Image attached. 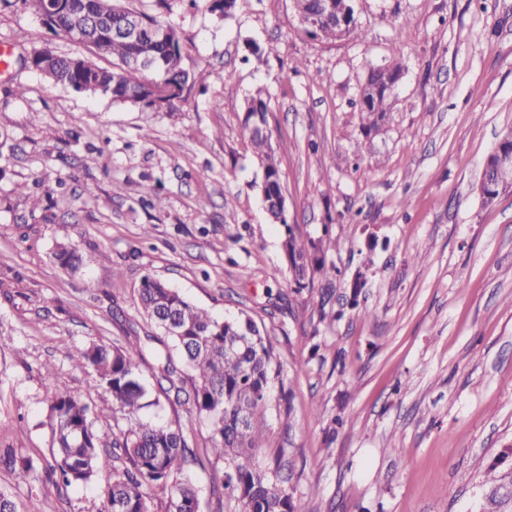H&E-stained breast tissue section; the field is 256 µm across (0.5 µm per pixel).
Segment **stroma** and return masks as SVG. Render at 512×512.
<instances>
[{"label": "stroma", "instance_id": "stroma-1", "mask_svg": "<svg viewBox=\"0 0 512 512\" xmlns=\"http://www.w3.org/2000/svg\"><path fill=\"white\" fill-rule=\"evenodd\" d=\"M171 5L183 64L207 91L167 112L50 83L23 56L112 60L0 0V42L14 47L0 76V450L34 467L18 485L0 463V490L19 512H99L106 475L48 477L46 385L85 390L69 359L79 346L139 337L160 350L138 301L150 275L213 316L248 313L273 344L286 378L258 459L302 512H512V193L487 206L478 191L512 127V0H356L363 36L336 41L303 33L292 0H236L224 17L206 0ZM395 60L393 110L365 134L360 88ZM260 89L284 226L264 210L242 133ZM37 180L53 193L35 209L21 187ZM145 182L164 209L143 200ZM289 228L335 242L329 304L320 276L294 291ZM61 244L79 269L58 263ZM146 415L192 433L200 512H242L190 406Z\"/></svg>", "mask_w": 512, "mask_h": 512}]
</instances>
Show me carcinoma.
Masks as SVG:
<instances>
[{"instance_id": "cac0c4a2", "label": "carcinoma", "mask_w": 512, "mask_h": 512, "mask_svg": "<svg viewBox=\"0 0 512 512\" xmlns=\"http://www.w3.org/2000/svg\"><path fill=\"white\" fill-rule=\"evenodd\" d=\"M345 6V0H303L304 13H325L328 2ZM37 14L51 31L70 37L112 58V67H100L81 58L61 57L43 48L30 55L31 65L54 84L116 103L142 104L171 111L185 89L199 82L184 68L182 40L166 19L140 12L137 37L124 33L125 6L121 0H15ZM167 30L159 39L156 32ZM303 31L321 39L362 38L357 25L340 32L335 20L322 22L318 31ZM402 67L398 63L374 68L361 89L360 108L366 132H376L388 112ZM243 132L256 150L267 193L280 194L282 173L268 126V101L258 92L245 109ZM487 194L501 186L512 188V165L489 154L482 165ZM286 237L282 248L295 288L306 287L311 273L325 281L320 308L330 300L332 281L339 270L321 258L311 257L318 246L295 237L283 220ZM139 303L145 316L161 331L173 321L177 333L167 335L179 356L159 359L154 377L158 387L175 399H185L210 429L211 454L227 464L221 482L224 490L242 502L243 512H300L292 498L279 488L273 473L256 458L264 447L258 420L269 393L280 379L274 347L259 333L249 316L219 319L197 307L166 282L146 276ZM78 367L89 369L86 394L50 383L52 432L58 459L53 473L66 486L93 481L99 472L112 473L101 492L100 512H152L154 493L166 499V512H198L195 488L187 475L189 434L179 425L146 420L143 409L160 405L142 371L143 349L138 345L93 344L77 347L70 355ZM112 399L122 413L123 425L114 432L96 427L105 412L86 401L91 394Z\"/></svg>"}]
</instances>
